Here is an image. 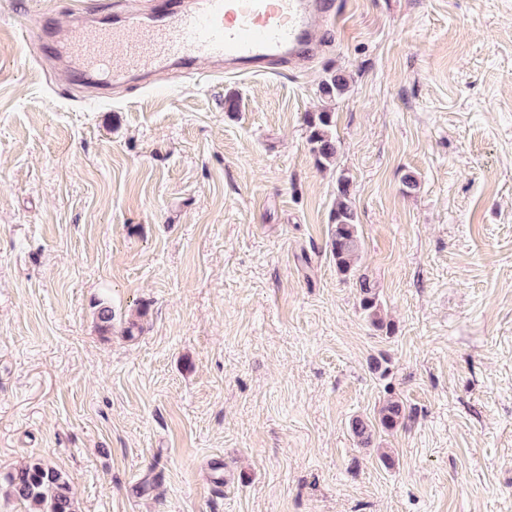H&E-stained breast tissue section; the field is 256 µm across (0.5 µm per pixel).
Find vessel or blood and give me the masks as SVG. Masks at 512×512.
<instances>
[{
    "mask_svg": "<svg viewBox=\"0 0 512 512\" xmlns=\"http://www.w3.org/2000/svg\"><path fill=\"white\" fill-rule=\"evenodd\" d=\"M71 29L31 17L28 37L44 47L45 60L67 61L71 81L119 85L132 74L179 64L193 69L224 64L243 71L297 66L315 50L313 19L335 24L337 0H154L149 12L114 18L108 0H72Z\"/></svg>",
    "mask_w": 512,
    "mask_h": 512,
    "instance_id": "vessel-or-blood-1",
    "label": "vessel or blood"
}]
</instances>
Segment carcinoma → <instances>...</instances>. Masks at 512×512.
<instances>
[{"instance_id": "1", "label": "carcinoma", "mask_w": 512, "mask_h": 512, "mask_svg": "<svg viewBox=\"0 0 512 512\" xmlns=\"http://www.w3.org/2000/svg\"><path fill=\"white\" fill-rule=\"evenodd\" d=\"M347 88V77L336 72L322 82L321 93L328 99H335L342 96ZM331 126L330 112H320L308 120V141L311 151L317 162L322 165L333 161L338 154L337 141ZM331 219L330 252L336 270L344 276H349L353 273L355 259L361 249V239L351 196L350 179L344 175L337 179ZM359 288L363 311L372 325L379 329L384 328V322L380 317V304L373 288L365 279L359 281ZM404 419L403 402L389 398L379 408L375 421L357 417L352 420L351 428L357 438L366 442L371 438L374 427L392 431ZM4 480L11 494L27 504L29 512H77L66 475L39 459H33L7 472Z\"/></svg>"}]
</instances>
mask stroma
Here are the masks:
<instances>
[{
    "label": "stroma",
    "instance_id": "obj_1",
    "mask_svg": "<svg viewBox=\"0 0 512 512\" xmlns=\"http://www.w3.org/2000/svg\"><path fill=\"white\" fill-rule=\"evenodd\" d=\"M68 3L0 0V477L43 460L78 512H512V0H350L302 70L103 102L22 36ZM308 141L318 163L324 165L333 161L338 154L336 137L331 131L332 115L320 112L308 120ZM350 185V179L347 176L342 175L337 179L336 198L331 212L333 225L330 252L336 270L344 276L353 273L355 259L361 249ZM359 288L361 296L360 304L363 311L367 314L372 325L379 329L384 328V322L380 317V304L376 293L373 292V288H371L370 284L367 283L366 279H361L359 281ZM405 419V407L402 401L387 399L377 412L375 424L384 431L396 429Z\"/></svg>",
    "mask_w": 512,
    "mask_h": 512
}]
</instances>
